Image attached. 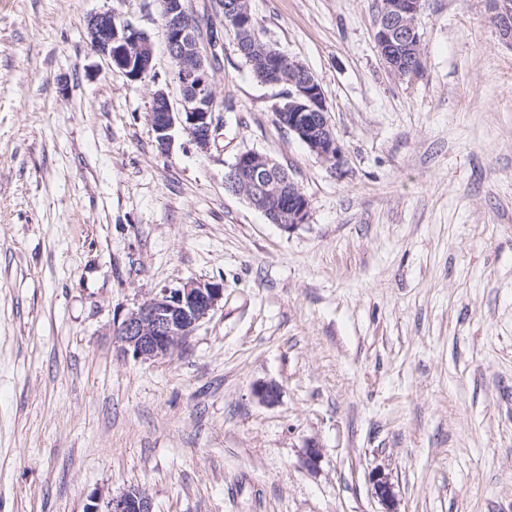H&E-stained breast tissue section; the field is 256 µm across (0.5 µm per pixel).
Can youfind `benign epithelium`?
Wrapping results in <instances>:
<instances>
[{"label":"benign epithelium","mask_w":512,"mask_h":512,"mask_svg":"<svg viewBox=\"0 0 512 512\" xmlns=\"http://www.w3.org/2000/svg\"><path fill=\"white\" fill-rule=\"evenodd\" d=\"M494 17L499 20L501 41L512 47V0H493ZM168 54L173 75L180 79V108L175 110L169 94L159 89L154 93L150 121L158 144L166 149L172 131L181 126L198 152L210 151L213 139L224 121V103L212 77L214 58L224 50L223 41L208 43L186 26L191 16L183 0H164ZM422 0H383L381 20L374 25V41L389 71L405 80L415 78L404 61L409 54L422 51L417 24ZM223 25L233 35V46L239 50L252 40V21L237 0L221 6ZM113 9L91 15L87 21L88 43L93 52L114 61L132 81H139L153 71V46L149 36L125 22L117 27L112 21ZM272 84L288 85L282 101L275 105L277 118H288V131L318 158L331 162L338 159L336 141L324 95L315 76L299 62L281 53L261 59L269 66ZM227 170L224 187L244 197L273 224L291 229L306 223L309 201L301 188L283 167L267 155L243 152ZM224 297V285L215 282L188 281L179 288H164L130 310L123 320L113 325L112 333L124 356L139 360L162 359L183 349L199 324ZM267 405L278 402L280 389L264 383L254 390ZM374 493L384 501L394 498L393 485L382 471L371 476ZM85 512H152L148 495L140 489L102 501L90 497Z\"/></svg>","instance_id":"7a95c632"}]
</instances>
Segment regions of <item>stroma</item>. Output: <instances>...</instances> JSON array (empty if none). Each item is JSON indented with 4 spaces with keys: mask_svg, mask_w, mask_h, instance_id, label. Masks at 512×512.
<instances>
[{
    "mask_svg": "<svg viewBox=\"0 0 512 512\" xmlns=\"http://www.w3.org/2000/svg\"><path fill=\"white\" fill-rule=\"evenodd\" d=\"M249 3L317 78L337 161L229 43L209 153L180 130L161 150L158 0H0V512L131 488L153 512H385L376 470L396 512H512V48L489 0H426L412 81L378 52L377 0ZM107 6L153 78L91 51ZM246 150L298 183L305 224L225 190ZM190 280L224 297L187 347L122 356L114 323Z\"/></svg>",
    "mask_w": 512,
    "mask_h": 512,
    "instance_id": "1",
    "label": "stroma"
}]
</instances>
